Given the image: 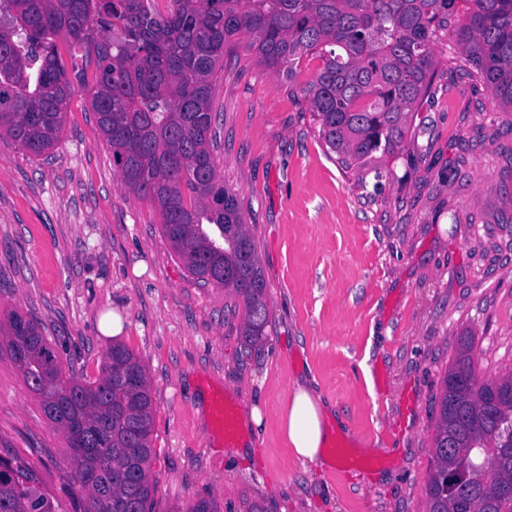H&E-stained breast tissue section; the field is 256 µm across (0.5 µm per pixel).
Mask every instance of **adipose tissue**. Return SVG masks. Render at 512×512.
Here are the masks:
<instances>
[{"instance_id": "adipose-tissue-1", "label": "adipose tissue", "mask_w": 512, "mask_h": 512, "mask_svg": "<svg viewBox=\"0 0 512 512\" xmlns=\"http://www.w3.org/2000/svg\"><path fill=\"white\" fill-rule=\"evenodd\" d=\"M335 421V409L318 392L315 379L306 378L299 382L282 416L283 430L292 454L305 464L332 465L333 460L324 449Z\"/></svg>"}]
</instances>
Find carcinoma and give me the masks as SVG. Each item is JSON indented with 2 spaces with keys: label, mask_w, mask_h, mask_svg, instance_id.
Masks as SVG:
<instances>
[{
  "label": "carcinoma",
  "mask_w": 512,
  "mask_h": 512,
  "mask_svg": "<svg viewBox=\"0 0 512 512\" xmlns=\"http://www.w3.org/2000/svg\"><path fill=\"white\" fill-rule=\"evenodd\" d=\"M466 21L455 22L458 3ZM0 0V131L35 157L59 140L73 81L94 65L91 107L121 186L148 199L188 271L229 288L244 304L243 336L267 323L255 246L234 193L224 187L211 137L214 76L234 37L261 65L292 78L321 66L301 88L326 147L345 168L395 154L410 112L430 92L435 33L454 27L472 76L512 111V0ZM113 29L120 36L107 33ZM83 51L68 71L58 39ZM8 344L48 420L66 435L72 478L87 512H146L151 495L154 404L146 370L114 343L101 375L63 373L33 319L7 314ZM463 336L437 401L428 512H512V373L475 374ZM0 512H56L37 472L0 456ZM184 512H220L200 497Z\"/></svg>",
  "instance_id": "1"
}]
</instances>
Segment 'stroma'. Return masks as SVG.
<instances>
[{"label":"stroma","mask_w":512,"mask_h":512,"mask_svg":"<svg viewBox=\"0 0 512 512\" xmlns=\"http://www.w3.org/2000/svg\"><path fill=\"white\" fill-rule=\"evenodd\" d=\"M453 46L439 31L436 77L402 151L356 170L298 102L314 63L289 80L235 40L215 76L214 131L265 283L253 344L241 299L198 282L153 205L121 187L90 86L75 85L50 155L0 137V321L27 313L65 375L86 381L112 342L138 357L157 451L147 512L200 497L222 512H428L435 403L460 337H473L480 377L512 373V112L460 74ZM306 376L345 418L351 460L321 469L292 457L281 416ZM220 394L238 415L263 414L254 432L237 429L248 458L227 454ZM4 453L38 472L57 512H83L67 438L0 340Z\"/></svg>","instance_id":"35a3bbf8"}]
</instances>
